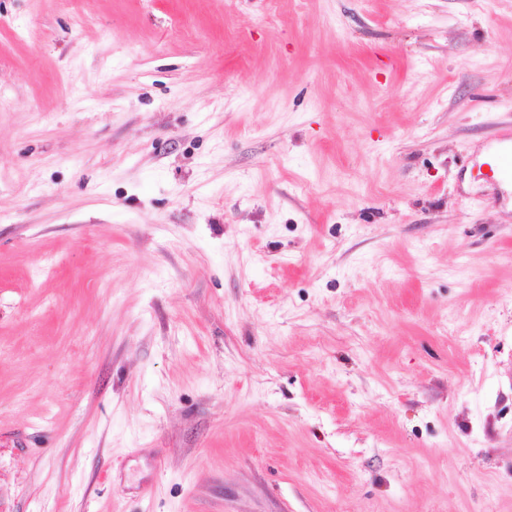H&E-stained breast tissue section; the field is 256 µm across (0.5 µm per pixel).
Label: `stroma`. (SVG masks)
Masks as SVG:
<instances>
[{
	"instance_id": "obj_1",
	"label": "stroma",
	"mask_w": 512,
	"mask_h": 512,
	"mask_svg": "<svg viewBox=\"0 0 512 512\" xmlns=\"http://www.w3.org/2000/svg\"><path fill=\"white\" fill-rule=\"evenodd\" d=\"M512 0H0V512H512ZM495 175L512 181V125L500 129L496 137V151L492 164H487Z\"/></svg>"
}]
</instances>
